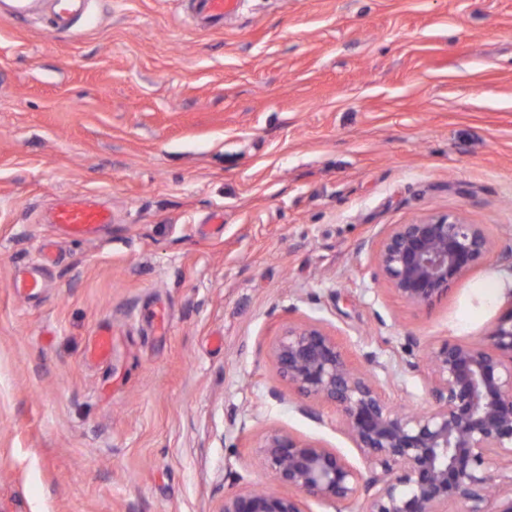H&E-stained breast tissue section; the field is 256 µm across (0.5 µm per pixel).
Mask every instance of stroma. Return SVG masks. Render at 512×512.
Returning <instances> with one entry per match:
<instances>
[{
    "mask_svg": "<svg viewBox=\"0 0 512 512\" xmlns=\"http://www.w3.org/2000/svg\"><path fill=\"white\" fill-rule=\"evenodd\" d=\"M93 10L72 39L0 11V512H217L278 491L273 429L363 467L272 347L321 320L423 409L405 362L506 311L474 295L512 271V0H241L209 31L185 0ZM64 195L111 223L67 235ZM448 213L493 250L413 307L360 246ZM44 246L40 290L16 293ZM103 329L112 355L89 358Z\"/></svg>",
    "mask_w": 512,
    "mask_h": 512,
    "instance_id": "1",
    "label": "stroma"
}]
</instances>
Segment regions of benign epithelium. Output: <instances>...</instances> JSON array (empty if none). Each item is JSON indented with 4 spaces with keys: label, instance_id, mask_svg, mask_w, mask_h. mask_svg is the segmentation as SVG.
I'll use <instances>...</instances> for the list:
<instances>
[{
    "label": "benign epithelium",
    "instance_id": "obj_1",
    "mask_svg": "<svg viewBox=\"0 0 512 512\" xmlns=\"http://www.w3.org/2000/svg\"><path fill=\"white\" fill-rule=\"evenodd\" d=\"M483 224L453 214L393 224L368 245L374 276L409 304L429 307L492 251ZM281 378L300 399L336 407L365 470L317 441L272 430L259 447L266 469L293 493L247 490L217 512H308L306 502L363 500L361 512H490L512 495V304L478 341H444L425 353L428 407L389 405L378 375L349 358L324 324L289 325L273 347ZM498 469H492V465Z\"/></svg>",
    "mask_w": 512,
    "mask_h": 512
}]
</instances>
